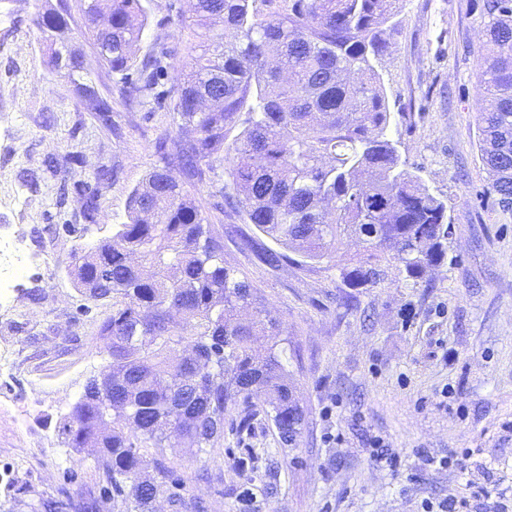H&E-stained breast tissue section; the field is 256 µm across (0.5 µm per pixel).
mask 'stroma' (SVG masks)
I'll return each instance as SVG.
<instances>
[{
	"label": "stroma",
	"instance_id": "1",
	"mask_svg": "<svg viewBox=\"0 0 512 512\" xmlns=\"http://www.w3.org/2000/svg\"><path fill=\"white\" fill-rule=\"evenodd\" d=\"M141 0L148 24L136 47L175 49L162 79L183 78L189 34L171 2ZM61 0H0V240L26 266L0 301V349L15 351L13 382H0V512L76 493L89 451L64 447L61 418L101 366L97 326L106 307L88 304L69 275L81 243L111 236L127 220L130 193L157 164L161 138L189 131L178 116L148 111L121 94L76 0L71 38L81 50L82 95L48 64L37 13ZM482 0H401L398 31L376 66L391 112L393 139L411 171L448 205V255L427 288L390 270L384 281L349 288L340 275L361 247L345 241L331 264L288 254L278 267L240 247L256 236L216 183L193 197L223 235L224 261L245 272L265 308L288 332V371L305 428L284 444L262 402L228 407L224 437L210 453L167 451L185 499L208 512H425L463 490L454 469L418 457L474 449L470 473L494 488L467 512H512V210L487 191L479 151L477 80L485 40ZM112 103L109 116L98 100ZM79 155L67 163L69 155ZM100 205L86 220L82 188L97 170ZM84 236H77V228ZM396 449V468L375 463L370 444Z\"/></svg>",
	"mask_w": 512,
	"mask_h": 512
}]
</instances>
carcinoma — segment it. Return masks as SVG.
Returning <instances> with one entry per match:
<instances>
[{
  "label": "carcinoma",
  "mask_w": 512,
  "mask_h": 512,
  "mask_svg": "<svg viewBox=\"0 0 512 512\" xmlns=\"http://www.w3.org/2000/svg\"><path fill=\"white\" fill-rule=\"evenodd\" d=\"M400 0H195L192 32L214 19L224 34L190 47L186 75L161 89L172 51L143 59L134 48L147 15L140 0H79L88 28L122 94L178 115L192 136L156 145L159 165L132 191L128 221L79 246L70 274L81 296L109 306L98 328L100 372L60 422L68 448L94 449L77 497L40 499L31 512H149L173 471L168 430L180 447L205 452L238 403L268 405L285 442L304 411L281 359L282 321L257 302L247 276L224 265V245L190 187L224 165L225 197L276 244L320 263L343 239L363 252L340 274L350 286L378 284L391 261L412 288L445 258L447 204L407 169L388 137L389 111L375 62L396 31ZM487 52L481 82L480 159L489 190L512 208V0H483ZM108 17L112 25L99 26ZM49 64L78 89L81 62L55 11L37 14ZM240 132L234 139L229 133ZM241 247L276 267L283 255L251 237ZM271 344L254 346V337ZM155 476L141 478L142 449Z\"/></svg>",
  "instance_id": "obj_1"
}]
</instances>
